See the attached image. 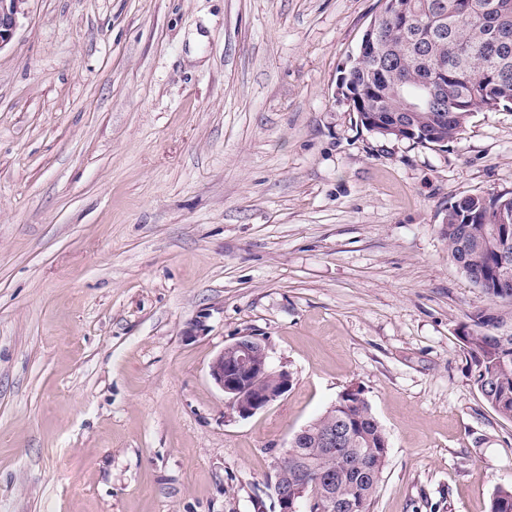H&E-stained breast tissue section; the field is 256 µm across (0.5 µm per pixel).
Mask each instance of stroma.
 <instances>
[{
	"label": "stroma",
	"instance_id": "1",
	"mask_svg": "<svg viewBox=\"0 0 512 512\" xmlns=\"http://www.w3.org/2000/svg\"><path fill=\"white\" fill-rule=\"evenodd\" d=\"M381 0H28L0 48V512H278L293 435L360 390L370 512H488L512 421L460 326L450 203L512 192V110L366 131L341 71ZM292 385L242 419L209 363ZM209 376L242 419L271 406L291 384L287 370L271 365L268 344L258 336H241L225 345L209 363Z\"/></svg>",
	"mask_w": 512,
	"mask_h": 512
}]
</instances>
